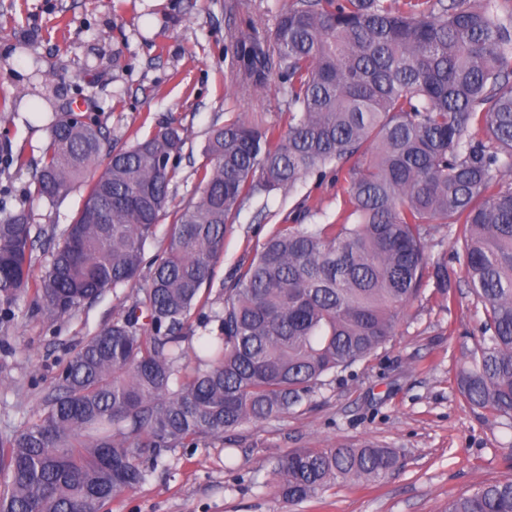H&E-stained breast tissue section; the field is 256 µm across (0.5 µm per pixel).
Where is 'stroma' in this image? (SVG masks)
<instances>
[{
	"label": "stroma",
	"mask_w": 512,
	"mask_h": 512,
	"mask_svg": "<svg viewBox=\"0 0 512 512\" xmlns=\"http://www.w3.org/2000/svg\"><path fill=\"white\" fill-rule=\"evenodd\" d=\"M0 0V211L26 210L41 232L33 276L51 262L53 238L70 224L85 187L51 201L28 191L30 168L48 143L52 120L76 112L122 148L171 122L186 143L174 161L170 207L194 198L196 170L213 125L241 116L284 125L288 84L272 71L263 90L242 87L230 35L273 30L290 0ZM23 156L19 170L9 158ZM342 189L333 172L309 175L292 190L245 202L224 236L211 300L224 299L232 269L279 225L335 222ZM131 286L55 319L17 301L0 319V438L22 430L42 406L66 361L88 336L121 317ZM482 306L457 281L448 298L426 288L404 311L396 334L374 356L329 375L293 411L226 432L223 442L168 451L152 477L112 503L110 512H445L449 498L512 478V423H483L456 378L475 345ZM394 449L396 470L375 483L339 480L290 504L273 467L300 448Z\"/></svg>",
	"instance_id": "stroma-1"
}]
</instances>
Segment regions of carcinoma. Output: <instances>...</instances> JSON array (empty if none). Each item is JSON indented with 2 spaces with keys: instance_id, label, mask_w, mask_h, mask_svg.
Here are the masks:
<instances>
[{
  "instance_id": "obj_1",
  "label": "carcinoma",
  "mask_w": 512,
  "mask_h": 512,
  "mask_svg": "<svg viewBox=\"0 0 512 512\" xmlns=\"http://www.w3.org/2000/svg\"><path fill=\"white\" fill-rule=\"evenodd\" d=\"M235 65L249 88L282 71L286 128L238 118L211 130L199 193L174 212L146 287L0 440V512H100L169 449L290 412L387 344L425 288L448 298L456 270L427 246L439 225L455 229L453 260L484 312L459 392L486 422L512 421V14L492 0H292L272 34L235 37ZM106 143L71 112L52 124L33 194L56 200L84 181L86 195L38 278L29 215H0V312L31 289L61 317L139 278L185 138L166 125L110 150L95 175ZM328 168L345 183L336 223L282 225L239 266L224 306L206 305L244 201ZM197 307L200 325L218 329L190 351ZM396 466L388 448H301L274 475L299 503ZM446 512H512V479L451 498Z\"/></svg>"
}]
</instances>
